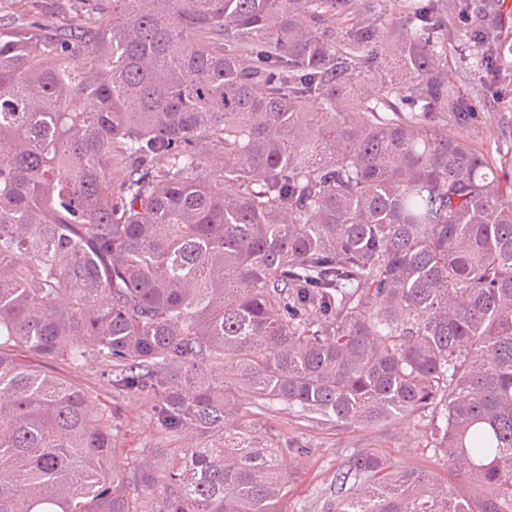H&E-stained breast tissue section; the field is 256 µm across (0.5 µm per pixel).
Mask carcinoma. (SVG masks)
Wrapping results in <instances>:
<instances>
[{"mask_svg": "<svg viewBox=\"0 0 512 512\" xmlns=\"http://www.w3.org/2000/svg\"><path fill=\"white\" fill-rule=\"evenodd\" d=\"M51 9L0 22V512H140L157 477L113 468L112 416L16 347L201 439L162 512H283L285 449L229 422L238 391L316 423L430 412L461 485L357 449L327 512H512V194L454 131L476 112L435 0L384 45L350 0Z\"/></svg>", "mask_w": 512, "mask_h": 512, "instance_id": "obj_1", "label": "carcinoma"}]
</instances>
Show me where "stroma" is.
Returning <instances> with one entry per match:
<instances>
[{
  "label": "stroma",
  "mask_w": 512,
  "mask_h": 512,
  "mask_svg": "<svg viewBox=\"0 0 512 512\" xmlns=\"http://www.w3.org/2000/svg\"><path fill=\"white\" fill-rule=\"evenodd\" d=\"M416 0H351V12L376 20L381 35L392 27L412 21ZM455 0H443L444 50L439 57L448 70L452 92L478 102V116L459 134L494 163L504 183L512 187V54L500 62L495 75H487L467 39V22L454 7ZM28 362L88 392L112 417V434L117 451L113 467L129 473L147 456H155L158 470L178 466L180 451L193 437H171L157 427L152 402L136 395H119L97 367L75 366L63 361H47L28 355ZM239 424L263 427L290 453L282 459L288 475V497L284 512H324L329 486L342 459L356 449H373L387 456L398 469L425 466L447 473L450 485L459 476L450 473L443 455L430 448V417L422 412L404 417L385 427L360 428L344 424L316 423L294 412H264L241 396Z\"/></svg>",
  "instance_id": "stroma-1"
}]
</instances>
